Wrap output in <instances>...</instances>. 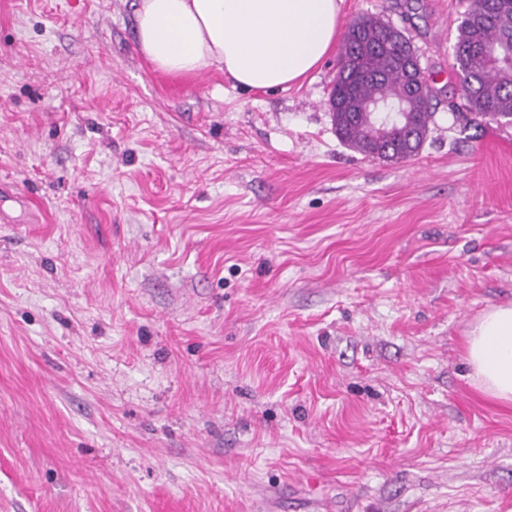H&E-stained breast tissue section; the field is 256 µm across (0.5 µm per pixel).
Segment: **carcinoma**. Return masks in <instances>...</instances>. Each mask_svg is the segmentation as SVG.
Returning <instances> with one entry per match:
<instances>
[{"instance_id":"cac0c4a2","label":"carcinoma","mask_w":512,"mask_h":512,"mask_svg":"<svg viewBox=\"0 0 512 512\" xmlns=\"http://www.w3.org/2000/svg\"><path fill=\"white\" fill-rule=\"evenodd\" d=\"M350 26L359 36L346 34L332 89L336 135L368 157L405 161L425 142L433 119L432 96L427 93L411 104L404 126L345 111L349 102H390L400 96L412 54L403 33L378 16H360ZM453 58L465 107L476 117L511 122L512 0H482L478 11H466L457 26Z\"/></svg>"}]
</instances>
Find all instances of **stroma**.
Returning <instances> with one entry per match:
<instances>
[{
    "instance_id": "stroma-1",
    "label": "stroma",
    "mask_w": 512,
    "mask_h": 512,
    "mask_svg": "<svg viewBox=\"0 0 512 512\" xmlns=\"http://www.w3.org/2000/svg\"><path fill=\"white\" fill-rule=\"evenodd\" d=\"M137 0H0V512H512V125L453 69L469 0H343L435 89L415 157L336 136L341 45L243 91L139 52ZM464 352L472 384L487 397L512 405V304L484 311L465 335Z\"/></svg>"
}]
</instances>
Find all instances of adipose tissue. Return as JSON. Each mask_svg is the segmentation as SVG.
Wrapping results in <instances>:
<instances>
[{
	"label": "adipose tissue",
	"mask_w": 512,
	"mask_h": 512,
	"mask_svg": "<svg viewBox=\"0 0 512 512\" xmlns=\"http://www.w3.org/2000/svg\"><path fill=\"white\" fill-rule=\"evenodd\" d=\"M342 0H138L136 40L157 69L217 67L246 90L285 89L332 50ZM473 385L512 405V304L484 311L465 335Z\"/></svg>",
	"instance_id": "1"
}]
</instances>
